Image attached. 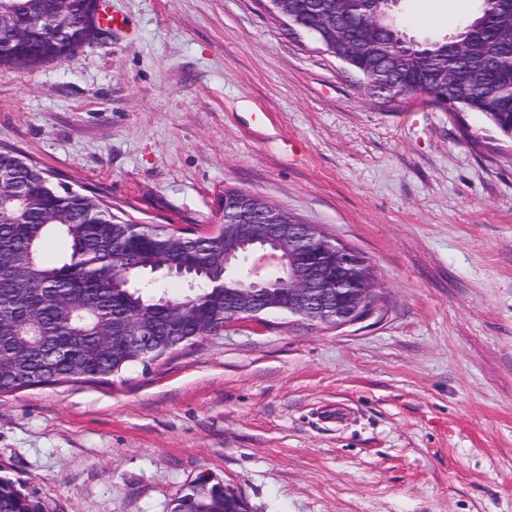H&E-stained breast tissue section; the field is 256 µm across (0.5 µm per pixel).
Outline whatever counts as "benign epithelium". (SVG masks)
Segmentation results:
<instances>
[{"label":"benign epithelium","mask_w":512,"mask_h":512,"mask_svg":"<svg viewBox=\"0 0 512 512\" xmlns=\"http://www.w3.org/2000/svg\"><path fill=\"white\" fill-rule=\"evenodd\" d=\"M311 224L246 222L232 208L224 207V223L214 230L198 234L211 240L224 238V264L241 258L250 262L248 282L239 294L241 309L224 319L258 321L277 307L267 288L269 273L277 268L286 271L280 285L288 302V314L311 322L341 327L362 320L376 303L375 281L359 256L332 241L327 245L335 255L336 276L326 274L322 267L306 261L312 245ZM252 246L243 257L239 249Z\"/></svg>","instance_id":"7a95c632"}]
</instances>
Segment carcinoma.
I'll return each mask as SVG.
<instances>
[{
    "label": "carcinoma",
    "mask_w": 512,
    "mask_h": 512,
    "mask_svg": "<svg viewBox=\"0 0 512 512\" xmlns=\"http://www.w3.org/2000/svg\"><path fill=\"white\" fill-rule=\"evenodd\" d=\"M480 9L455 41L422 46L390 21L380 0H361L378 27L359 26L337 0H288V11L332 33L348 66L372 80L409 89L434 75L451 78L445 103L478 112L512 137V0H479ZM97 0H0V44L41 19L35 36L61 26L79 48L96 32ZM46 52L0 57L1 65L66 62ZM241 215L259 213L256 197L238 192ZM171 228L143 224L62 182L12 150H0V394L65 382L106 380L157 362L224 327V301L239 295L241 273L224 267V240L185 238L169 245ZM64 237L69 258L46 263L43 250ZM182 283L167 294L145 274ZM151 344L129 341L131 326ZM224 485L201 481L176 500L174 512H236ZM0 512H42L39 502L0 478Z\"/></svg>",
    "instance_id": "obj_1"
}]
</instances>
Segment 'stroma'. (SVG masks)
Masks as SVG:
<instances>
[{
  "instance_id": "stroma-1",
  "label": "stroma",
  "mask_w": 512,
  "mask_h": 512,
  "mask_svg": "<svg viewBox=\"0 0 512 512\" xmlns=\"http://www.w3.org/2000/svg\"><path fill=\"white\" fill-rule=\"evenodd\" d=\"M110 7L71 62L0 66V146L190 233L225 189L259 196L365 257L379 302L2 395L0 476L43 512H173L203 475L251 512H512V138L367 92L270 0ZM476 7L401 0L400 21L440 40Z\"/></svg>"
}]
</instances>
